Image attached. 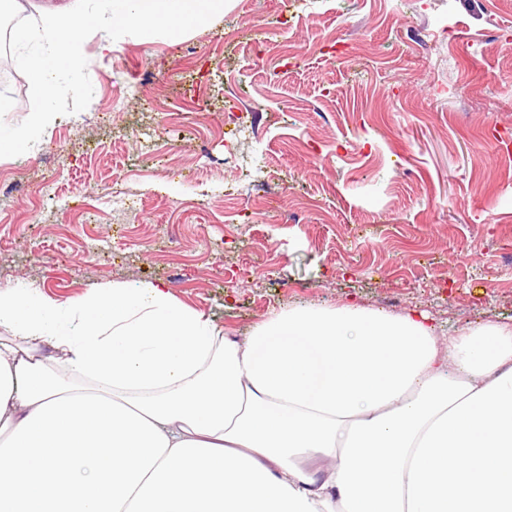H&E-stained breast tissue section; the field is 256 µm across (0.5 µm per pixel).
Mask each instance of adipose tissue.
I'll return each mask as SVG.
<instances>
[{"label":"adipose tissue","instance_id":"1","mask_svg":"<svg viewBox=\"0 0 512 512\" xmlns=\"http://www.w3.org/2000/svg\"><path fill=\"white\" fill-rule=\"evenodd\" d=\"M54 360L39 354L41 347ZM0 512H512V327L0 289Z\"/></svg>","mask_w":512,"mask_h":512}]
</instances>
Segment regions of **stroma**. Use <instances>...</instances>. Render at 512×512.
Listing matches in <instances>:
<instances>
[{"label":"stroma","instance_id":"stroma-1","mask_svg":"<svg viewBox=\"0 0 512 512\" xmlns=\"http://www.w3.org/2000/svg\"><path fill=\"white\" fill-rule=\"evenodd\" d=\"M98 43L92 107L0 158L1 287L160 282L238 340L298 305L512 326V0H232Z\"/></svg>","mask_w":512,"mask_h":512}]
</instances>
